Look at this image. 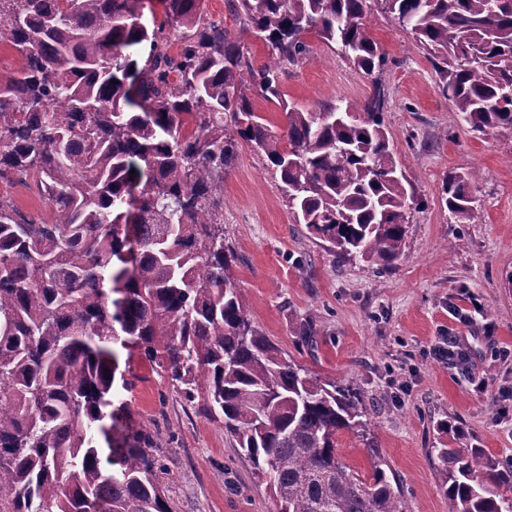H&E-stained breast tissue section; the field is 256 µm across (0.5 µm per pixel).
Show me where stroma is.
Returning <instances> with one entry per match:
<instances>
[{"instance_id":"stroma-1","label":"stroma","mask_w":512,"mask_h":512,"mask_svg":"<svg viewBox=\"0 0 512 512\" xmlns=\"http://www.w3.org/2000/svg\"><path fill=\"white\" fill-rule=\"evenodd\" d=\"M368 28L383 67L364 74L308 33L281 89L306 112L341 102L361 108L383 89L393 151L423 202L400 259L389 268L339 262L328 242L295 223L279 175L246 143L224 174V243L236 256L244 305L283 356L363 392L371 431L364 439L342 433L343 459L366 479L381 457L407 512H448L433 454L448 439L443 425L462 428L488 458L512 461V139L475 138L451 121L452 103L424 52L380 5ZM452 170L478 174L464 224L450 220L439 199ZM298 322L312 327V343L293 334ZM450 334L468 344L472 374L437 358ZM119 371L125 380L113 399L129 403L163 449L176 512H273L265 482L223 425L138 356L121 355ZM479 379L486 391L476 388Z\"/></svg>"}]
</instances>
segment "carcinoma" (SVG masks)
<instances>
[{
	"label": "carcinoma",
	"instance_id": "obj_1",
	"mask_svg": "<svg viewBox=\"0 0 512 512\" xmlns=\"http://www.w3.org/2000/svg\"><path fill=\"white\" fill-rule=\"evenodd\" d=\"M237 2L272 49L257 69L201 0H168L150 31L133 25L142 0H0V45L23 59L0 80V181L35 185L52 212L29 218L0 194V512H175L153 434L112 400L123 350L224 424L275 512H406L383 462L365 480L339 453L340 434L370 430L364 394L283 358L244 307L224 173L251 143L295 223L343 261L393 266L424 203L390 149L384 92L358 117L303 112L284 66L310 28L372 73L380 2L429 56L453 121L512 138V0ZM144 42L140 68L129 49ZM256 97L282 107L280 134ZM476 179L442 182L459 222ZM436 458L448 512H512V463L450 443Z\"/></svg>",
	"mask_w": 512,
	"mask_h": 512
}]
</instances>
